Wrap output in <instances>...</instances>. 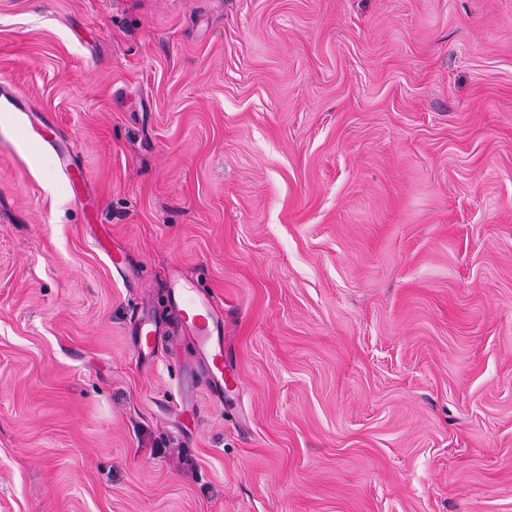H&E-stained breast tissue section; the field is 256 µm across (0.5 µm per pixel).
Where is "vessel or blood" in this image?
<instances>
[{
	"label": "vessel or blood",
	"instance_id": "b4317fda",
	"mask_svg": "<svg viewBox=\"0 0 512 512\" xmlns=\"http://www.w3.org/2000/svg\"><path fill=\"white\" fill-rule=\"evenodd\" d=\"M34 139L55 151L59 167L75 195H82L90 185L87 169L74 158L71 149L62 148L56 125L38 121L32 125ZM94 244L113 271L123 274L129 269L126 252L113 243L110 235L96 237ZM167 307L173 320L164 329L152 310H143L134 336L135 353L143 367H153L164 334L189 336L200 364V376L209 386L215 404H223L226 392L238 385L235 373L224 370V342L219 334L221 320L208 296L180 271H173L168 282Z\"/></svg>",
	"mask_w": 512,
	"mask_h": 512
}]
</instances>
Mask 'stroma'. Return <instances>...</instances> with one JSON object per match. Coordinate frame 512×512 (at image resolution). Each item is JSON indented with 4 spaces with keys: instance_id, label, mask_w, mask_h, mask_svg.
Listing matches in <instances>:
<instances>
[{
    "instance_id": "obj_1",
    "label": "stroma",
    "mask_w": 512,
    "mask_h": 512,
    "mask_svg": "<svg viewBox=\"0 0 512 512\" xmlns=\"http://www.w3.org/2000/svg\"><path fill=\"white\" fill-rule=\"evenodd\" d=\"M2 87L0 512H512V0H0ZM33 138L42 142L55 151L59 167L71 185L74 194L81 199L82 194L89 188L90 176L87 169L74 158L70 146L61 147L56 125L51 121L34 122L31 120ZM94 244L97 250L105 256L113 271L119 274H126L129 270L126 252L123 248L113 243L109 234L97 236ZM167 308L172 327L165 330L153 311L147 308L137 320L135 353L145 368L153 367L158 345L166 332L192 339L200 364V376L210 387L215 404L224 407V393L238 385L234 372L224 376V340L219 334L221 320L208 296L193 281L175 269L168 282Z\"/></svg>"
}]
</instances>
